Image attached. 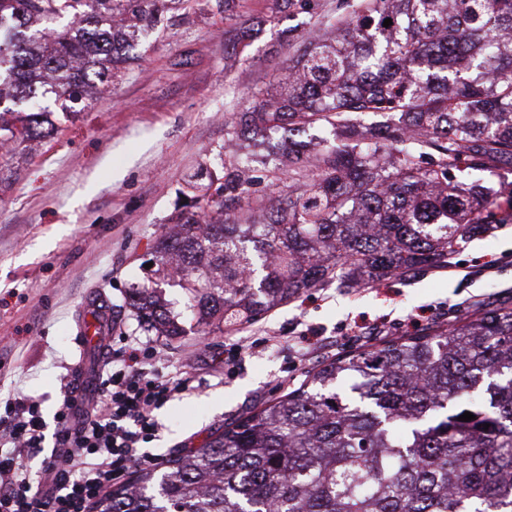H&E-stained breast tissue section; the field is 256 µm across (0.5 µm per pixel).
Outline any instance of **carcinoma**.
Instances as JSON below:
<instances>
[{"instance_id": "1", "label": "carcinoma", "mask_w": 512, "mask_h": 512, "mask_svg": "<svg viewBox=\"0 0 512 512\" xmlns=\"http://www.w3.org/2000/svg\"><path fill=\"white\" fill-rule=\"evenodd\" d=\"M169 3L195 0H0V149L55 134L28 103L73 114L129 72ZM252 98V150L194 174L154 278L116 310L166 341L186 334L166 287L224 334L332 281L446 267L490 233L475 173L512 166V0H340ZM94 512H512V307L339 357Z\"/></svg>"}]
</instances>
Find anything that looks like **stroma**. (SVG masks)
Instances as JSON below:
<instances>
[{
  "label": "stroma",
  "mask_w": 512,
  "mask_h": 512,
  "mask_svg": "<svg viewBox=\"0 0 512 512\" xmlns=\"http://www.w3.org/2000/svg\"><path fill=\"white\" fill-rule=\"evenodd\" d=\"M271 0H237L224 20L197 0L171 11L166 28L140 37L143 61L81 112H56L44 143L0 150V403L40 401L46 424L62 403L60 377L82 367L77 320L86 297L123 300L151 277L149 248L159 226L185 202V180L200 165L215 172L244 144L224 132L250 94L280 76L302 38L335 15L336 0H310L272 15ZM254 32L242 54L228 29ZM497 194L495 232L464 246L448 268L393 276L359 288L329 284L279 306L230 335L188 328L173 344L129 316L114 330L149 342L167 373H195L198 385L156 412L162 428L151 453L202 447L250 409L305 382L319 365L385 340L426 333L465 311L512 306V168L485 172ZM268 346L250 351L253 341ZM244 351L224 367V345Z\"/></svg>",
  "instance_id": "stroma-1"
}]
</instances>
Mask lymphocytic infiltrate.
<instances>
[{
	"mask_svg": "<svg viewBox=\"0 0 512 512\" xmlns=\"http://www.w3.org/2000/svg\"><path fill=\"white\" fill-rule=\"evenodd\" d=\"M100 359L90 378L64 386L42 480L23 462L43 450L39 403L19 396L0 411V512H92L113 481L148 462L144 446L161 428L156 410L193 388L190 373H164L143 343L105 344Z\"/></svg>",
	"mask_w": 512,
	"mask_h": 512,
	"instance_id": "f902f5d3",
	"label": "lymphocytic infiltrate"
}]
</instances>
